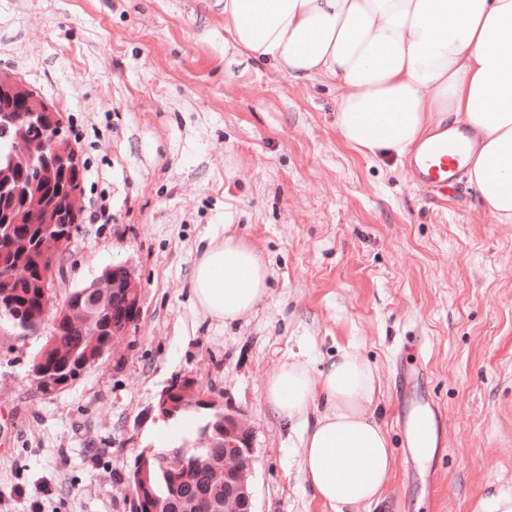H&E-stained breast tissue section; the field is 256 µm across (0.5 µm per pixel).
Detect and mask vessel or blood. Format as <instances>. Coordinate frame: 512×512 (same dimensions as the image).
<instances>
[{
	"label": "vessel or blood",
	"instance_id": "vessel-or-blood-1",
	"mask_svg": "<svg viewBox=\"0 0 512 512\" xmlns=\"http://www.w3.org/2000/svg\"><path fill=\"white\" fill-rule=\"evenodd\" d=\"M468 148L467 130L461 126L450 127L447 134L439 135L413 153L410 160L413 182L422 188H443L456 183L464 168ZM432 428L430 413L424 412L414 417L410 423L413 447H426Z\"/></svg>",
	"mask_w": 512,
	"mask_h": 512
}]
</instances>
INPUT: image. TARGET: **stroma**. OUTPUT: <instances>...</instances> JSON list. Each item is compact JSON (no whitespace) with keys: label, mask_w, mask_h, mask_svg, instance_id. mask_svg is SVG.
Instances as JSON below:
<instances>
[{"label":"stroma","mask_w":512,"mask_h":512,"mask_svg":"<svg viewBox=\"0 0 512 512\" xmlns=\"http://www.w3.org/2000/svg\"><path fill=\"white\" fill-rule=\"evenodd\" d=\"M0 67L62 112L85 167V216L54 296L115 265L142 282L125 359L51 395L30 366L51 323L0 321V512H133L142 451L189 447L205 411L161 420L195 376L255 431V512H332L299 473L300 439L266 399L289 354L356 347L396 468L369 512H479L512 491V224L469 182L447 202L405 161L373 160L336 128V88L246 60L223 0H0ZM260 249L269 294L221 326L192 301L199 251L225 226ZM434 403L443 435L408 454L402 395Z\"/></svg>","instance_id":"35a3bbf8"}]
</instances>
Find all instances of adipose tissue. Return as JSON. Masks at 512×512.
<instances>
[{
  "label": "adipose tissue",
  "instance_id": "ef3b65f1",
  "mask_svg": "<svg viewBox=\"0 0 512 512\" xmlns=\"http://www.w3.org/2000/svg\"><path fill=\"white\" fill-rule=\"evenodd\" d=\"M224 29L245 57L294 80L336 84V128L372 158H404L446 119L474 147L465 165L490 217L512 223V0H224ZM190 288L218 324L268 295L261 252L228 233L200 251ZM266 398L299 431V471L333 512H363L395 469L371 407L375 367L344 349L322 368L295 354L268 375Z\"/></svg>",
  "mask_w": 512,
  "mask_h": 512
}]
</instances>
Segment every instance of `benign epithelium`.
Returning a JSON list of instances; mask_svg holds the SVG:
<instances>
[{"instance_id": "obj_1", "label": "benign epithelium", "mask_w": 512, "mask_h": 512, "mask_svg": "<svg viewBox=\"0 0 512 512\" xmlns=\"http://www.w3.org/2000/svg\"><path fill=\"white\" fill-rule=\"evenodd\" d=\"M51 125H46V120ZM63 114L56 104L38 94L15 74L0 69V137L7 140L9 152L0 159V299L14 294L30 275V267L41 270L36 288L43 310L36 317L43 324L54 314L56 324L82 331L83 343L74 346L53 334L46 350L52 354L51 369L45 375L53 381L54 392L70 387L89 368L106 355L121 358V348L141 314L140 279L127 266L106 269L89 286L75 292L72 303L52 311L53 285L68 255L74 232L81 224L83 191L65 184L66 210L55 207V185L73 171L81 169L79 151L64 134ZM37 166L36 178L26 180L24 171ZM66 222L68 231L58 225ZM30 224L43 230V239L35 248L28 238L14 233L12 225ZM112 310V341L105 339L101 313ZM156 407L170 418L183 410L206 408L216 413L212 431L199 439L197 446L222 448L224 455L209 456L217 478L224 482V500L204 504L205 496L182 498L179 512H254L251 477L255 464V434L245 416L224 407L193 376L172 380L159 394ZM154 456L140 453L134 461L132 494L137 512H172L168 503L158 499L150 483Z\"/></svg>"}]
</instances>
